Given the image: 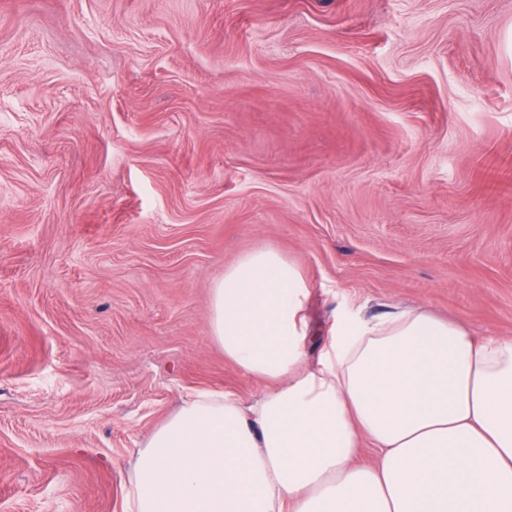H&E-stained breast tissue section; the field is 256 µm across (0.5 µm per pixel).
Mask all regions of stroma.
Here are the masks:
<instances>
[{"instance_id":"obj_1","label":"stroma","mask_w":512,"mask_h":512,"mask_svg":"<svg viewBox=\"0 0 512 512\" xmlns=\"http://www.w3.org/2000/svg\"><path fill=\"white\" fill-rule=\"evenodd\" d=\"M295 262L319 356L426 306L512 337V0H0V512H123L224 268Z\"/></svg>"}]
</instances>
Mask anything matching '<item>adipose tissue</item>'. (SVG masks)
<instances>
[{"mask_svg": "<svg viewBox=\"0 0 512 512\" xmlns=\"http://www.w3.org/2000/svg\"><path fill=\"white\" fill-rule=\"evenodd\" d=\"M310 295L277 250L225 266L212 337L270 386L186 399L139 449L125 512H512V338L398 308L344 319L310 366Z\"/></svg>", "mask_w": 512, "mask_h": 512, "instance_id": "adipose-tissue-1", "label": "adipose tissue"}]
</instances>
